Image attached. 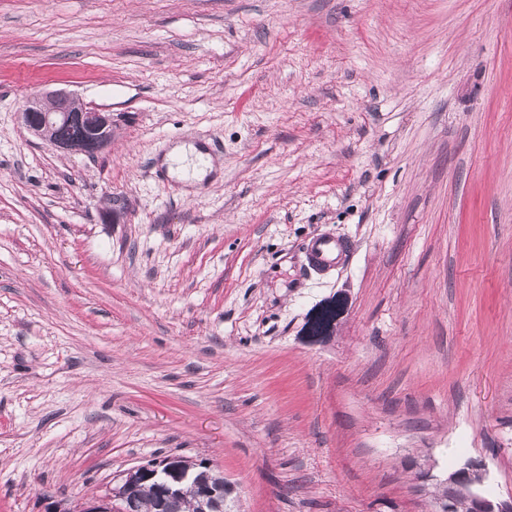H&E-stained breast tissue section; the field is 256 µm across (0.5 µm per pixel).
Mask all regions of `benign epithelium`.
<instances>
[{"label":"benign epithelium","mask_w":512,"mask_h":512,"mask_svg":"<svg viewBox=\"0 0 512 512\" xmlns=\"http://www.w3.org/2000/svg\"><path fill=\"white\" fill-rule=\"evenodd\" d=\"M78 118L89 132L82 141L57 139L52 130L60 123ZM20 120L26 130L33 136L44 140L53 147L65 152H93L106 146L112 139V116L95 108L80 104L72 94L53 91L45 95L29 96L20 111ZM468 468H482L477 462H470L449 478L451 488L467 494L473 503V512H508V505L494 502L484 497L480 490L473 488L466 481ZM113 506L91 502L82 508V512H139L136 499L124 493L112 494Z\"/></svg>","instance_id":"obj_1"}]
</instances>
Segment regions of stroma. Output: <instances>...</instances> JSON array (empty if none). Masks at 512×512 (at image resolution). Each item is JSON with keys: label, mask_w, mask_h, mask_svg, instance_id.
<instances>
[{"label": "stroma", "mask_w": 512, "mask_h": 512, "mask_svg": "<svg viewBox=\"0 0 512 512\" xmlns=\"http://www.w3.org/2000/svg\"><path fill=\"white\" fill-rule=\"evenodd\" d=\"M55 89L107 146L27 132ZM168 456L231 512L512 501V0H0V512ZM19 114L22 125L31 135L65 152H93L112 139V116L80 104L72 94L64 91L29 96ZM73 117H77L89 132L82 141L62 140L84 136V129L79 123L65 122ZM55 127V134L61 139L52 135ZM163 163L171 177L190 187L202 183L214 171L211 159L192 144L176 145ZM345 253L346 247L331 239H317L309 248L310 257L319 266L330 265L340 256L345 255L346 257ZM322 306L323 305L317 308H321V311L310 318L311 314L317 309L311 312L308 317V321L305 324V328L307 327V336L309 338L320 339L323 336H326V332L331 322L338 320V318L336 319V307L325 308ZM468 468H479L484 470L481 464L472 461L461 468L453 475V477L449 478L447 484L443 485L442 488L434 494L433 503L435 509L440 506L443 508V511L435 510V512H472L471 501L474 506L473 512L510 511V508L507 509V503L494 502L487 497H484L479 489H474L473 486L466 481L465 471ZM448 484L451 488L466 493L470 499L464 496H459L448 500Z\"/></svg>", "instance_id": "1"}]
</instances>
